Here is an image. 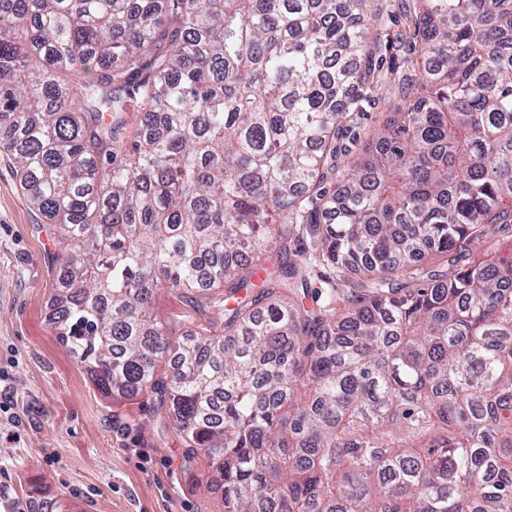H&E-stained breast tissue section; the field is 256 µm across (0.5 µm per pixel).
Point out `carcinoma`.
<instances>
[{
    "instance_id": "carcinoma-1",
    "label": "carcinoma",
    "mask_w": 512,
    "mask_h": 512,
    "mask_svg": "<svg viewBox=\"0 0 512 512\" xmlns=\"http://www.w3.org/2000/svg\"><path fill=\"white\" fill-rule=\"evenodd\" d=\"M413 2L0 0L54 336L222 512H512V0ZM153 314L164 324L169 330L176 334L182 330L192 327L189 321L194 324L200 323L207 325V320L211 316L208 313H198L184 306L174 295L169 292L159 293L152 304ZM191 319V320H190ZM180 330L179 332H177Z\"/></svg>"
}]
</instances>
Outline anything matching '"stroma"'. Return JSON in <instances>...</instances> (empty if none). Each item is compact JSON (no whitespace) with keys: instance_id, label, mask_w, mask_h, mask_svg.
<instances>
[{"instance_id":"35a3bbf8","label":"stroma","mask_w":512,"mask_h":512,"mask_svg":"<svg viewBox=\"0 0 512 512\" xmlns=\"http://www.w3.org/2000/svg\"><path fill=\"white\" fill-rule=\"evenodd\" d=\"M54 225L30 207L12 162L0 155V387L15 401L0 413V501L29 502L32 487L71 512H219L203 457L187 460L176 435L159 439L149 395L108 398L51 330ZM154 315L170 330L208 313L159 293Z\"/></svg>"}]
</instances>
